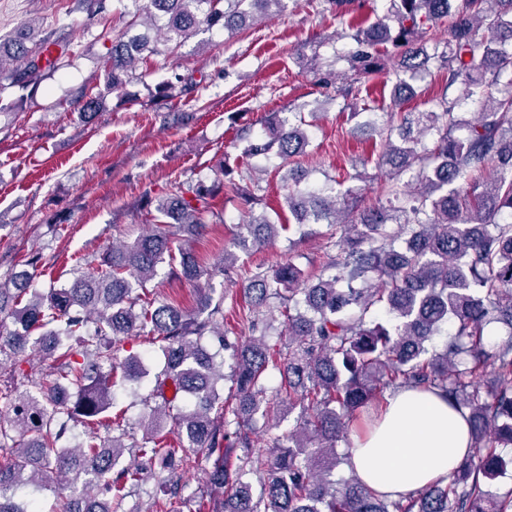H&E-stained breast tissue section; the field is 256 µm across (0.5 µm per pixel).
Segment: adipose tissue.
<instances>
[{
	"instance_id": "1",
	"label": "adipose tissue",
	"mask_w": 512,
	"mask_h": 512,
	"mask_svg": "<svg viewBox=\"0 0 512 512\" xmlns=\"http://www.w3.org/2000/svg\"><path fill=\"white\" fill-rule=\"evenodd\" d=\"M469 451L466 413L407 388L387 398L372 427L353 434L350 462L366 486L395 499L447 480Z\"/></svg>"
}]
</instances>
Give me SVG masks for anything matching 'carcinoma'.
Masks as SVG:
<instances>
[{
  "mask_svg": "<svg viewBox=\"0 0 512 512\" xmlns=\"http://www.w3.org/2000/svg\"><path fill=\"white\" fill-rule=\"evenodd\" d=\"M387 14L365 26L349 24L346 58L360 76L371 72L379 46L390 43L399 56L393 102L412 93L411 81L431 58L447 70L445 88L461 83L459 100L476 101L470 120L447 97L428 112H405L399 124L361 126L382 141L377 166L386 173L377 203L361 207V196L333 183L312 185L290 166L309 144L311 123L304 113L270 112L261 132L247 141L246 156L278 160L285 202L297 224L252 215L263 187L238 160H224L211 180L176 182L146 212L148 228L130 244L114 243L96 266L68 283L45 290L30 287L31 270L43 254L25 261L28 269L0 281V362L28 364L25 391L4 395L0 411V512H124L130 489L152 478L165 500L163 512H183L180 472L200 453L212 461L209 482L231 488L214 501L215 512H512V494L491 487L512 467L500 449L512 447V79L506 93H492L512 73V0H386ZM285 7V0H148L140 9L165 46L128 29L112 36L106 85L132 78L143 52H175L199 31L233 32L250 20ZM447 18L448 39L424 48L437 21ZM484 31L490 38L478 37ZM68 43L35 39L23 25L16 37L0 40V112L13 106L17 88L36 97L45 72L67 65ZM356 80L336 88L351 100L361 93ZM77 102L92 119L101 97L82 90ZM464 130L454 135L457 130ZM408 179H403L404 175ZM237 200L247 215L235 250L209 266L187 245L215 220L219 195ZM308 224L341 229L336 274H305L293 260L271 272H257L243 286L248 299L244 325L253 334L240 343L224 336V310L213 304L211 279L239 261V253L272 244L280 232ZM184 244L173 251L176 237ZM168 276L197 284V307L186 312L148 289L158 266ZM276 301L288 343L273 350L264 336L271 301ZM375 307L385 317H369ZM492 323L508 328V339H484ZM453 326L440 351L433 337ZM39 335H33V332ZM141 337L158 347L164 366L149 398L159 400L142 435L112 407V378H143L138 356L120 358L119 337ZM215 337L230 352L234 391L224 396V362L201 344ZM281 375L278 388L266 384L268 368ZM493 383L484 385L485 370ZM398 387L437 390L468 413L472 454L448 477L405 499L390 500L357 475L338 482L336 443L366 408ZM263 418L278 427L295 425L277 437L267 453L254 451L253 423ZM105 428L107 435L100 434ZM175 437L177 446L162 444ZM138 463L121 465L126 449ZM237 466L230 469L228 458ZM258 478L253 494L250 476ZM57 483L67 492L45 508L15 500L17 486Z\"/></svg>",
  "mask_w": 512,
  "mask_h": 512,
  "instance_id": "obj_1",
  "label": "carcinoma"
}]
</instances>
